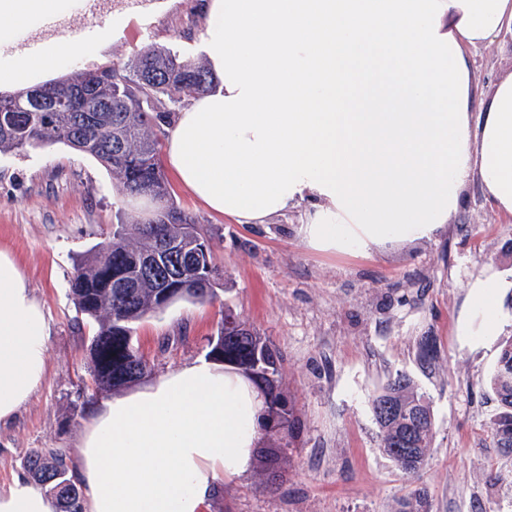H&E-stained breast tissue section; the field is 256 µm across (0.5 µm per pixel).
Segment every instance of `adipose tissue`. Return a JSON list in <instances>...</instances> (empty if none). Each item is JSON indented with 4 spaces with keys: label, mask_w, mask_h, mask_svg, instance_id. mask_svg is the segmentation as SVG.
I'll list each match as a JSON object with an SVG mask.
<instances>
[{
    "label": "adipose tissue",
    "mask_w": 512,
    "mask_h": 512,
    "mask_svg": "<svg viewBox=\"0 0 512 512\" xmlns=\"http://www.w3.org/2000/svg\"><path fill=\"white\" fill-rule=\"evenodd\" d=\"M63 0H0V40ZM217 87L174 114L164 161L235 224L306 205V247L370 258L440 236L479 182L512 214V73L477 95L469 49L512 33V0H203ZM70 48L0 67V86L48 77ZM50 325L0 250V426L41 386ZM265 404L237 370L197 360L96 404L75 447L84 512H204L248 472ZM0 512H56L26 478Z\"/></svg>",
    "instance_id": "obj_1"
}]
</instances>
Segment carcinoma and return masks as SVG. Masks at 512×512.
Listing matches in <instances>:
<instances>
[{"label":"carcinoma","instance_id":"carcinoma-1","mask_svg":"<svg viewBox=\"0 0 512 512\" xmlns=\"http://www.w3.org/2000/svg\"><path fill=\"white\" fill-rule=\"evenodd\" d=\"M213 86L205 64L150 43L131 61L81 69L36 87L48 99L37 112L28 111L29 89L0 95V153L62 143L101 162L121 194L164 199L168 191L158 164L163 126L185 97L207 93ZM120 223L122 232L82 256L70 280L78 313L96 325L88 349L95 395L128 384L138 363L131 347L136 323L179 300L203 303L216 297L217 270L210 254L192 259L198 272L192 286L173 291L164 301L159 294L167 287V276L140 273L142 252L157 247L160 236L172 240L184 228L198 226L195 217L170 203L152 223L123 219ZM116 271L131 287H109ZM210 356L260 384L272 423L266 447H281L292 415L283 389L282 353L228 312L211 342ZM489 386L498 402L490 426L492 443L512 452V342L502 349ZM371 407L381 452L406 476L419 477L435 437L430 399L409 376L397 374L375 395ZM24 468L35 482L49 488L59 512H82L81 497L71 498L58 489L74 478L64 451L35 448L27 454ZM426 501L425 492L419 490L402 500L400 512H425Z\"/></svg>","mask_w":512,"mask_h":512}]
</instances>
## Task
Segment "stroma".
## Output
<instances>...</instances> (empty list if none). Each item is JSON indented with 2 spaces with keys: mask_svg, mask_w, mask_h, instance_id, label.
Here are the masks:
<instances>
[{
  "mask_svg": "<svg viewBox=\"0 0 512 512\" xmlns=\"http://www.w3.org/2000/svg\"><path fill=\"white\" fill-rule=\"evenodd\" d=\"M201 2L149 0L112 12L103 59L63 58L59 75L111 65L149 42L200 59ZM469 56L474 84L489 95L512 72V39ZM165 178L175 204L198 219L224 288L213 301H178L137 326L131 345L148 364L145 383L208 358L229 309L283 354L295 418L278 478L253 468L220 478L206 512H399L418 489L427 512H512V456L491 445L497 403L487 384L512 342V215L498 214L474 183L443 235L363 258L305 247L296 233L303 208L270 224H234L191 199L173 172ZM121 205L108 170L64 144L0 154V249L22 262L51 329L42 385L0 429V486L23 474L31 449L72 453L89 420L95 327L77 314L70 280L76 260L111 235ZM491 274L500 282L493 332L472 299L473 284ZM426 341L436 347L429 362L419 355ZM398 373L433 408L435 441L416 480L380 452L371 411Z\"/></svg>",
  "mask_w": 512,
  "mask_h": 512,
  "instance_id": "obj_1",
  "label": "stroma"
}]
</instances>
